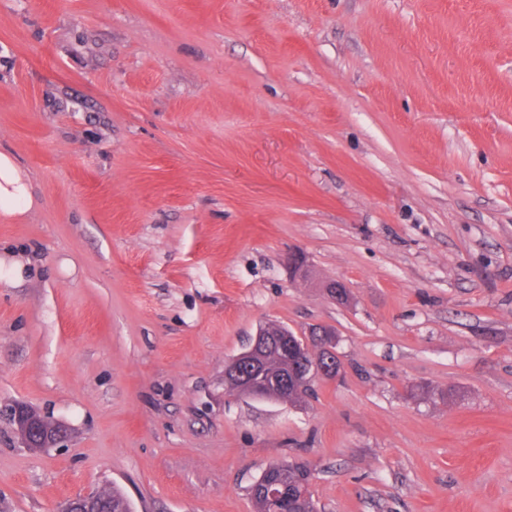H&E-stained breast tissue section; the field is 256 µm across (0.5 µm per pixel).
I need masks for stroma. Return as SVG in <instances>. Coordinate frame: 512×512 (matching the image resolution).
Masks as SVG:
<instances>
[{
    "instance_id": "35a3bbf8",
    "label": "stroma",
    "mask_w": 512,
    "mask_h": 512,
    "mask_svg": "<svg viewBox=\"0 0 512 512\" xmlns=\"http://www.w3.org/2000/svg\"><path fill=\"white\" fill-rule=\"evenodd\" d=\"M0 151V512H512V0H0ZM265 323L340 377L225 394ZM32 203L26 176L11 156L0 152V214L4 217L23 215ZM10 418L22 447L31 450L46 451L55 448L67 431L62 423L23 404L13 406ZM281 486L278 487L280 498L273 499L270 495L279 496L276 483H269L265 487L251 488V498L256 512H315L313 495L308 491L310 484L309 474L300 466L288 469V474L283 475ZM306 485V496L301 494V489ZM99 494L107 499L112 497V502L101 500L97 492H90L69 500L68 503L62 507L61 512H113L112 504L115 510L125 507L127 511L124 512L131 511L125 497L117 490L102 488Z\"/></svg>"
}]
</instances>
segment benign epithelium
<instances>
[{
  "label": "benign epithelium",
  "instance_id": "7a95c632",
  "mask_svg": "<svg viewBox=\"0 0 512 512\" xmlns=\"http://www.w3.org/2000/svg\"><path fill=\"white\" fill-rule=\"evenodd\" d=\"M288 336V329L278 325L260 327L248 346L224 363V391L269 399L265 359L274 350L288 352ZM326 350L330 357L323 362L315 356L302 360L300 369L279 384L275 400L283 403L290 398H305L315 380L337 377L341 371V360L332 346H326ZM10 418L22 447L31 450L46 451L56 447L67 431L62 423L23 404L13 406ZM61 512H112V503L90 492L69 500Z\"/></svg>",
  "mask_w": 512,
  "mask_h": 512
}]
</instances>
